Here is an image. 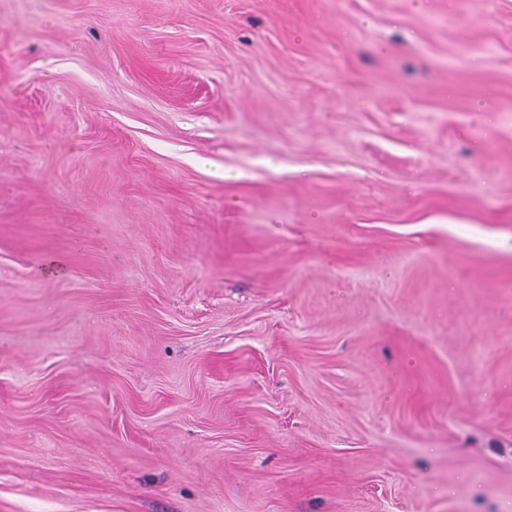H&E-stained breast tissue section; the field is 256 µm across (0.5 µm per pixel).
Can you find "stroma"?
<instances>
[{"instance_id": "1", "label": "stroma", "mask_w": 512, "mask_h": 512, "mask_svg": "<svg viewBox=\"0 0 512 512\" xmlns=\"http://www.w3.org/2000/svg\"><path fill=\"white\" fill-rule=\"evenodd\" d=\"M0 512H512V0H0Z\"/></svg>"}]
</instances>
